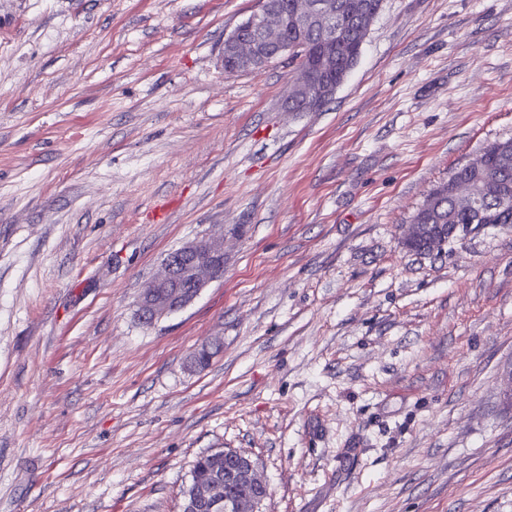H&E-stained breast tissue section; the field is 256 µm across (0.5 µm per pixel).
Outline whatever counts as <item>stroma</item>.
Returning a JSON list of instances; mask_svg holds the SVG:
<instances>
[{"mask_svg":"<svg viewBox=\"0 0 512 512\" xmlns=\"http://www.w3.org/2000/svg\"><path fill=\"white\" fill-rule=\"evenodd\" d=\"M257 7L0 0V512H181L218 448L263 512H512V225L402 244L512 139V0H383L315 112L290 57L225 74ZM206 235L223 276L143 326Z\"/></svg>","mask_w":512,"mask_h":512,"instance_id":"35a3bbf8","label":"stroma"}]
</instances>
